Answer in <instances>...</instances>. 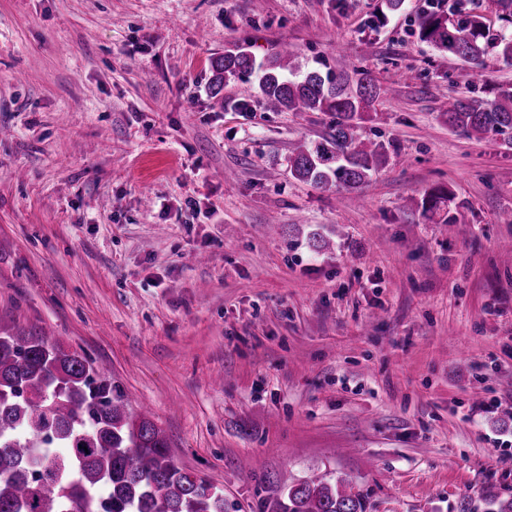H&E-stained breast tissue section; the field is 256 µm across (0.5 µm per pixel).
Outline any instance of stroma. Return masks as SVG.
<instances>
[{
    "instance_id": "1",
    "label": "stroma",
    "mask_w": 512,
    "mask_h": 512,
    "mask_svg": "<svg viewBox=\"0 0 512 512\" xmlns=\"http://www.w3.org/2000/svg\"><path fill=\"white\" fill-rule=\"evenodd\" d=\"M436 8L504 30L496 0H0V329L68 337L224 512L284 471L346 476L368 512L512 494V148L442 117L512 63L472 89L410 33ZM284 43L380 88L359 192L288 173L329 116L210 94L226 48ZM439 186L453 223L405 208Z\"/></svg>"
}]
</instances>
